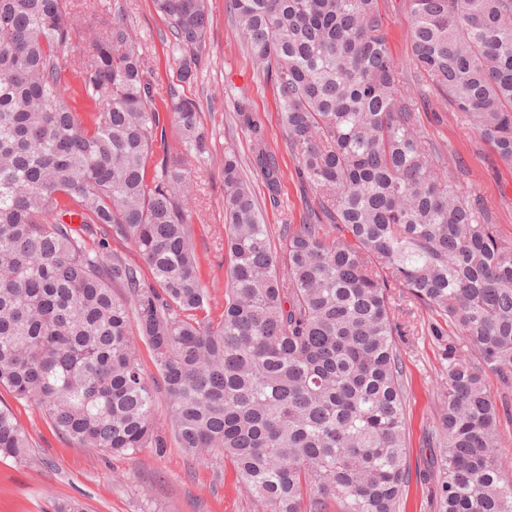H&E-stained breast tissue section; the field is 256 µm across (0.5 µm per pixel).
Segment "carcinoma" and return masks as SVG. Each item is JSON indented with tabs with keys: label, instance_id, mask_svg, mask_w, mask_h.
<instances>
[{
	"label": "carcinoma",
	"instance_id": "1",
	"mask_svg": "<svg viewBox=\"0 0 512 512\" xmlns=\"http://www.w3.org/2000/svg\"><path fill=\"white\" fill-rule=\"evenodd\" d=\"M74 0H0V387L78 448L161 453L157 383L177 447L229 460L263 512H402L407 387L397 337L414 308L445 343L436 512H512V247L468 194L401 89L379 0H227L273 79L315 206L279 244L224 150V313L204 314L190 171L209 148L198 104L156 103L144 44L120 17L76 23ZM195 78L208 0H151ZM417 76L512 163V0H407ZM71 50L73 56L65 55ZM74 80L87 111L62 94ZM252 167L280 169L238 104ZM75 215L79 226L63 217ZM130 242L152 281L109 239ZM121 289L118 294L115 289ZM31 442L0 408V457Z\"/></svg>",
	"mask_w": 512,
	"mask_h": 512
}]
</instances>
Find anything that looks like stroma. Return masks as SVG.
Instances as JSON below:
<instances>
[{"label":"stroma","mask_w":512,"mask_h":512,"mask_svg":"<svg viewBox=\"0 0 512 512\" xmlns=\"http://www.w3.org/2000/svg\"><path fill=\"white\" fill-rule=\"evenodd\" d=\"M211 25L207 51L192 84H178L177 61L162 35L164 20L151 0H81L78 11L102 21L123 14L146 46L153 70L157 100H168L170 87L200 106L201 127L210 145V159L199 173L201 189L190 197L194 241L200 274L208 291L206 308L211 317L224 310V175L225 149L241 157L251 155L249 132L235 117L234 102L225 94L234 85L244 97L247 111L263 128L278 160L282 177L277 198L255 169L246 168L254 195L266 223L272 226L301 223L314 196L298 177L296 161L288 150L279 120L274 83L253 69L242 40L232 28L225 0H209ZM388 44L398 67L402 88L417 95L419 120L433 140L454 151L462 160L466 190L491 209L498 236L512 247V165L505 164L494 148L482 140L435 95L409 65L411 19L406 0H382ZM441 344L432 338L414 340L402 349L408 388L407 466L411 483L405 512H435L436 487L430 476L436 450L431 441L435 409L439 404V379L443 370ZM30 436V453L20 459L0 458V512H52L59 499L79 501L84 512H260L257 502L238 484L231 465L220 458L199 460L183 455L168 423L165 396H158L155 419L168 448L112 456L93 448H78L53 433L36 405L0 390Z\"/></svg>","instance_id":"1"}]
</instances>
